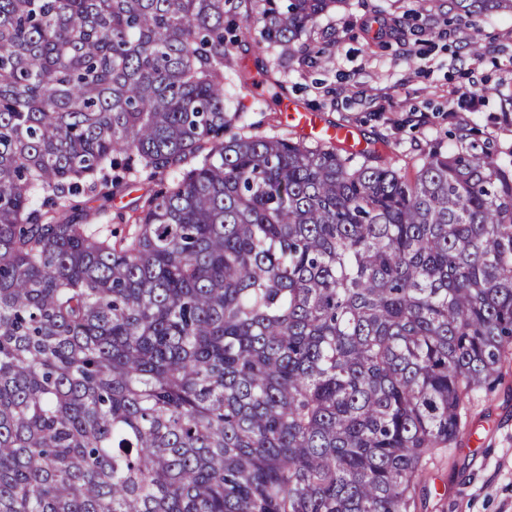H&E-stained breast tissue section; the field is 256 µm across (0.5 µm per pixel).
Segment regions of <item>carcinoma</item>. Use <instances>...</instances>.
I'll return each mask as SVG.
<instances>
[{
	"instance_id": "1",
	"label": "carcinoma",
	"mask_w": 512,
	"mask_h": 512,
	"mask_svg": "<svg viewBox=\"0 0 512 512\" xmlns=\"http://www.w3.org/2000/svg\"><path fill=\"white\" fill-rule=\"evenodd\" d=\"M229 3L0 0V512H412L500 381L512 165L252 132ZM134 165L163 188L106 232L73 196Z\"/></svg>"
}]
</instances>
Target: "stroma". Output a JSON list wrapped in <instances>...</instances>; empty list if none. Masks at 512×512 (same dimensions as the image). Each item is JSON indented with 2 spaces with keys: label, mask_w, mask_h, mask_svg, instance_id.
<instances>
[{
  "label": "stroma",
  "mask_w": 512,
  "mask_h": 512,
  "mask_svg": "<svg viewBox=\"0 0 512 512\" xmlns=\"http://www.w3.org/2000/svg\"><path fill=\"white\" fill-rule=\"evenodd\" d=\"M392 20L382 39L369 30L376 15ZM479 41L482 57L467 44ZM294 57L267 48L262 59L290 98L360 138L383 141L393 162L413 173L421 158L459 144L488 147L512 161V15L485 14L477 26L458 20L450 0H344L303 35ZM483 98L472 106L465 92ZM231 108L257 133L288 136L290 127L260 96L224 73ZM128 190L111 200L81 193L102 227L121 229L135 199L158 182L131 171ZM422 512H512V361L494 391L474 395L457 447L428 464Z\"/></svg>",
  "instance_id": "stroma-1"
}]
</instances>
